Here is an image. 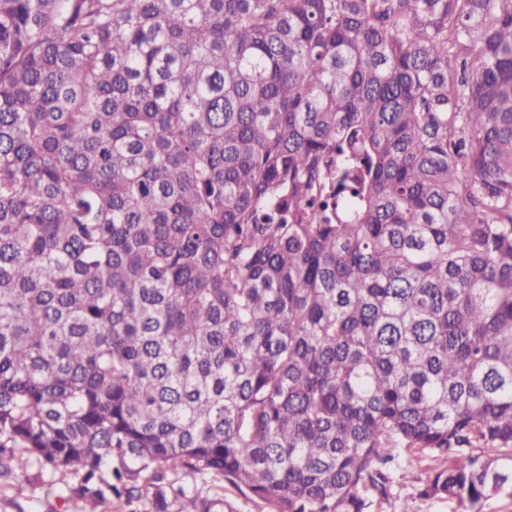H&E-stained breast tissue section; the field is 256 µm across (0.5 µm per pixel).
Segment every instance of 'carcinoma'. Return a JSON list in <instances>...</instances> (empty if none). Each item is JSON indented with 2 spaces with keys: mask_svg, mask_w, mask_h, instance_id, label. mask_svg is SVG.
<instances>
[{
  "mask_svg": "<svg viewBox=\"0 0 512 512\" xmlns=\"http://www.w3.org/2000/svg\"><path fill=\"white\" fill-rule=\"evenodd\" d=\"M411 450L512 495V0H0V494L365 512Z\"/></svg>",
  "mask_w": 512,
  "mask_h": 512,
  "instance_id": "cac0c4a2",
  "label": "carcinoma"
}]
</instances>
